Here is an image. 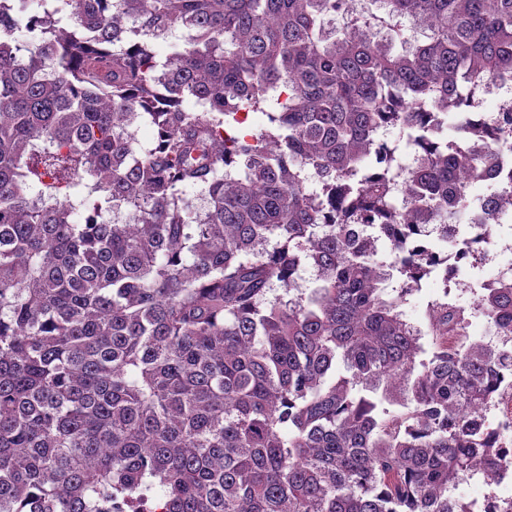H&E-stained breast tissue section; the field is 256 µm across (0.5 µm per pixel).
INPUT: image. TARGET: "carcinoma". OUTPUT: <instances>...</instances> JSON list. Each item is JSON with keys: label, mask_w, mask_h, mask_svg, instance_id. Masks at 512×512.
Instances as JSON below:
<instances>
[{"label": "carcinoma", "mask_w": 512, "mask_h": 512, "mask_svg": "<svg viewBox=\"0 0 512 512\" xmlns=\"http://www.w3.org/2000/svg\"><path fill=\"white\" fill-rule=\"evenodd\" d=\"M349 11L0 0V512H512L452 494L512 434L473 414L512 392V280L465 307L437 270L512 209L453 222L512 167V110L476 117L512 0ZM443 290L439 283L428 281L423 284L420 292L416 293L409 301L403 305L402 309L405 311L407 318L421 325L426 321V310L428 304L436 299H442Z\"/></svg>", "instance_id": "obj_1"}]
</instances>
